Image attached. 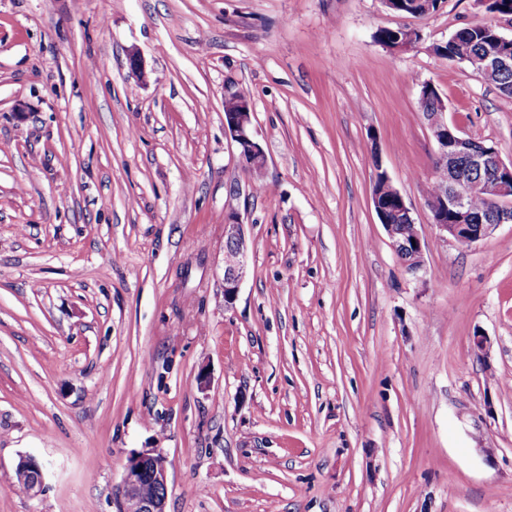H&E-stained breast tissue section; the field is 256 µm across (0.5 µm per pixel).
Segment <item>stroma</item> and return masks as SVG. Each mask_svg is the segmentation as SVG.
Listing matches in <instances>:
<instances>
[{
    "instance_id": "1",
    "label": "stroma",
    "mask_w": 512,
    "mask_h": 512,
    "mask_svg": "<svg viewBox=\"0 0 512 512\" xmlns=\"http://www.w3.org/2000/svg\"><path fill=\"white\" fill-rule=\"evenodd\" d=\"M486 18L480 0H0V512H115L146 448L169 460L166 512H512V224L438 239L417 110L434 86L512 158V106L432 50ZM394 27L420 38L391 51L374 35ZM231 84L258 174L224 131ZM379 168L423 274L375 212ZM231 211L249 269L228 307ZM25 455L47 470L35 496ZM390 191L392 192L391 199L396 204V209L394 214L399 218L400 221L396 220V217H392V224H389V218L387 217L386 211L378 206V199L375 197V207L378 212L381 223L384 225L387 234L391 240V245L393 249L396 251L397 256L404 263V267L406 272L412 275H417L419 272L424 270V259H423V243L422 238L417 235L418 232L417 224H415L414 219L411 215L410 208L406 205L403 197L399 193V191L390 184ZM398 224V225H397ZM397 225V229H396ZM397 230L399 232L398 236L402 239L407 240L408 242L412 239L415 240V245H408L407 242H401L400 239L397 238ZM401 248H408L412 251V257L410 259V251H397ZM409 260V261H408ZM46 470L45 466L36 458L28 456H22L15 468V479L20 480L18 482L19 490L27 492L29 495H35L42 491L44 487ZM24 482L26 486L23 485ZM27 487V490H26Z\"/></svg>"
}]
</instances>
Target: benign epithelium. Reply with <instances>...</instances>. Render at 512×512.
Masks as SVG:
<instances>
[{"instance_id": "1", "label": "benign epithelium", "mask_w": 512, "mask_h": 512, "mask_svg": "<svg viewBox=\"0 0 512 512\" xmlns=\"http://www.w3.org/2000/svg\"><path fill=\"white\" fill-rule=\"evenodd\" d=\"M505 49L475 60L470 55L469 46L456 37L452 61L467 63L487 82L506 70L512 72V37L498 35ZM424 120L437 145L436 159L440 167L448 170V181L442 186L439 198L451 220L444 217L433 219L439 231V239L452 240L458 245L471 247L484 240L501 224H512V160L504 161L501 152L494 144L477 141L460 133L458 127L448 121L447 106L441 103L432 112L422 113ZM253 109L251 104H243L237 112L227 113L224 119L226 130L240 151V156H248L251 165L261 168L265 155L251 133ZM392 200L396 204L394 214L405 224L414 223L410 208L399 191L392 187ZM480 195L492 202V215L481 219L473 213L470 198ZM394 250L410 248L412 257L404 263L406 272L416 275L424 270L423 243L415 236V245L408 246L397 238L396 225L389 223L386 211L376 207ZM225 242L232 250L224 254L223 288L224 305H232L238 295L248 270V247L243 224L238 215L230 212L225 217ZM169 461L158 448H148L132 456L122 475L119 494L114 501L116 512H126L128 503H134L138 512H165L167 500V475ZM45 466L36 458L23 456L15 468V479L26 484L28 494L35 495L44 487ZM150 481L156 489L152 495L143 493L144 481Z\"/></svg>"}]
</instances>
